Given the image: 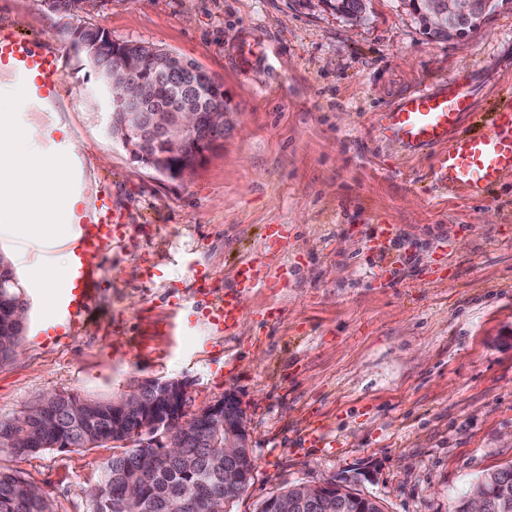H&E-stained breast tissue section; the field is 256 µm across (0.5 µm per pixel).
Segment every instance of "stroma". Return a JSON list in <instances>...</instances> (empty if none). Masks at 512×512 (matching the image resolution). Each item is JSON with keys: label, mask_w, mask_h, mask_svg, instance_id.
Masks as SVG:
<instances>
[{"label": "stroma", "mask_w": 512, "mask_h": 512, "mask_svg": "<svg viewBox=\"0 0 512 512\" xmlns=\"http://www.w3.org/2000/svg\"><path fill=\"white\" fill-rule=\"evenodd\" d=\"M171 50L224 87L233 123L184 180L135 162L106 132L75 24ZM67 60L59 98L22 112L0 73V113L50 157L70 152L80 209L107 191L125 234L98 256L103 283L84 330L37 343L39 270L66 245L13 240L30 303L15 355L0 361V421L50 393L108 398L150 378L189 381V411L234 391L254 473L236 512L292 484L361 472L387 512H454L484 474L512 464V173L484 198L439 192L429 154L375 136L415 86L466 76L481 112L512 92V0L465 35H426L401 0H371L351 27L321 0H107L75 20L44 0H0V28ZM284 238L272 251V227ZM270 260L230 333L208 311L244 260ZM195 263L210 288L197 291ZM322 430L324 445H311ZM112 446L17 455L0 469L44 490L55 512H91Z\"/></svg>", "instance_id": "1"}]
</instances>
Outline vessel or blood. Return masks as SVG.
<instances>
[{
	"instance_id": "vessel-or-blood-1",
	"label": "vessel or blood",
	"mask_w": 512,
	"mask_h": 512,
	"mask_svg": "<svg viewBox=\"0 0 512 512\" xmlns=\"http://www.w3.org/2000/svg\"><path fill=\"white\" fill-rule=\"evenodd\" d=\"M65 59L59 53L36 49L30 41L0 29V69L22 85L29 107L53 101L60 89ZM472 89L463 82L420 85L388 112L382 113L376 130L383 140L394 141L416 152L437 149V181L441 188L462 197L486 195L512 172V96L499 102L480 128L464 129L465 117L474 109ZM75 262L69 277L52 295V334L41 337L54 347L78 335L85 325L90 300L99 293L102 274L92 256L104 253L120 233L112 221L108 193L96 196L92 218L74 221ZM238 287L215 304L209 323L217 333L230 332L244 314V303L258 284L277 287L278 275L262 271L249 261L236 270Z\"/></svg>"
}]
</instances>
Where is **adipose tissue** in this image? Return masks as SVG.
Returning a JSON list of instances; mask_svg holds the SVG:
<instances>
[{
    "label": "adipose tissue",
    "mask_w": 512,
    "mask_h": 512,
    "mask_svg": "<svg viewBox=\"0 0 512 512\" xmlns=\"http://www.w3.org/2000/svg\"><path fill=\"white\" fill-rule=\"evenodd\" d=\"M28 136L8 119L0 120V215L14 223L16 238L51 233L76 203L65 164H48L27 149Z\"/></svg>",
    "instance_id": "adipose-tissue-1"
}]
</instances>
